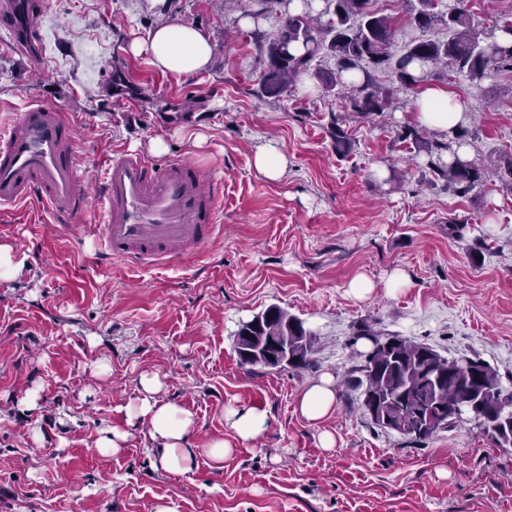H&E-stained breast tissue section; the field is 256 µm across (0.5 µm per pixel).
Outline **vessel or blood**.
<instances>
[{
  "mask_svg": "<svg viewBox=\"0 0 512 512\" xmlns=\"http://www.w3.org/2000/svg\"><path fill=\"white\" fill-rule=\"evenodd\" d=\"M73 129L51 104L30 102L0 129V209L26 202L71 226L92 206L105 222L99 259L164 266L203 250L219 230L222 191L196 163L154 166L136 152L107 161L92 186L80 188L68 144Z\"/></svg>",
  "mask_w": 512,
  "mask_h": 512,
  "instance_id": "vessel-or-blood-1",
  "label": "vessel or blood"
}]
</instances>
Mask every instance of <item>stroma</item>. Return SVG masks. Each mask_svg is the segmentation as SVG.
I'll list each match as a JSON object with an SVG mask.
<instances>
[{
  "label": "stroma",
  "mask_w": 512,
  "mask_h": 512,
  "mask_svg": "<svg viewBox=\"0 0 512 512\" xmlns=\"http://www.w3.org/2000/svg\"><path fill=\"white\" fill-rule=\"evenodd\" d=\"M240 16L213 0H46L36 40L15 48L0 28V123L44 101L73 127L83 180L134 151L164 166L194 161L224 186L221 233L167 266L95 262L105 221L97 206L73 229L29 205L0 214V244L41 249L0 280V512H512V447H497L469 418L423 443L382 431L348 382L353 335L371 325L446 356L479 357L512 387V178L492 170L469 194L449 192L398 138L414 123L415 90L384 73L394 94L381 117L348 112L307 77L263 105L261 36ZM172 20L208 34L207 73L164 74L127 52L132 35ZM439 82L468 106V158L511 160L512 74L478 87L452 72ZM336 120L351 142L343 155L330 136ZM185 125L201 128L202 147L181 138ZM159 136L165 147L152 151ZM271 141L288 159L278 181L251 163ZM391 170L398 181H386ZM454 220L467 223L464 239L451 235ZM396 269L409 284L390 292ZM360 273L375 285L362 300L349 288ZM272 305L314 333L309 366L241 364L240 323ZM145 373L195 416L200 454L189 471L155 468L142 425L116 454L97 446L101 430L127 428ZM324 373L335 378L336 409L316 427L296 400ZM239 406L267 411L270 427L214 468L204 450L233 442L224 411ZM323 429L334 450L321 448Z\"/></svg>",
  "instance_id": "stroma-1"
}]
</instances>
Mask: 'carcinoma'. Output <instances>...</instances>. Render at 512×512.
Here are the masks:
<instances>
[{"label":"carcinoma","mask_w":512,"mask_h":512,"mask_svg":"<svg viewBox=\"0 0 512 512\" xmlns=\"http://www.w3.org/2000/svg\"><path fill=\"white\" fill-rule=\"evenodd\" d=\"M245 12L254 24L271 20L276 32L260 47L259 97L266 103L276 102L288 94L290 86L302 75L317 80L328 95L346 101V108L364 116H381L388 112L393 93L382 87L375 73L388 72L404 88H412L448 70L479 86L493 72H512V25L500 28L509 34L498 38L496 31L485 37L475 28L473 16L464 0H453L446 11H439L437 0H415L409 21L425 30L436 23L448 28V40L419 39L397 45V28L391 17L372 7L373 0H324L321 13H288L291 0H245ZM336 59V70L327 71L314 62L321 54ZM467 131L458 129L454 140L444 142L424 134V130L406 127L398 137L410 141L417 154L426 157L434 177L448 190L465 195L480 185L487 173L483 163L458 154ZM254 327L237 329L240 347L256 350L267 336H278L288 345L294 368L310 363L315 334L299 318L272 305ZM365 325L354 340L367 339L371 347L357 353L359 364L352 372L362 394L372 392L381 400L386 417L395 423L394 431L418 442L434 437L440 428L425 425L434 415L456 422L472 398L475 383L456 371L455 357L442 355L433 347L403 338L398 334L385 337ZM481 380L479 405L471 417L501 447L497 434L503 401L512 403V391L506 390L498 372L475 357Z\"/></svg>","instance_id":"carcinoma-1"}]
</instances>
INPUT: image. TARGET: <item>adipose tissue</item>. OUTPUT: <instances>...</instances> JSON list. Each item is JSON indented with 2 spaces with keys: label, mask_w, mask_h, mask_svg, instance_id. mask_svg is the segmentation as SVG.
<instances>
[{
  "label": "adipose tissue",
  "mask_w": 512,
  "mask_h": 512,
  "mask_svg": "<svg viewBox=\"0 0 512 512\" xmlns=\"http://www.w3.org/2000/svg\"><path fill=\"white\" fill-rule=\"evenodd\" d=\"M127 50L134 56H148L159 72L180 77L207 72L212 59L208 35L197 27L176 21L160 24L146 36L131 39ZM414 117L422 126L436 129L450 140L458 127L468 121L469 112L466 103L446 87L429 83L415 98ZM162 389L159 375L142 376L139 395L134 405L128 407L127 416L129 421L146 426L158 450L160 469L187 471L195 459V450L190 445L195 419L188 410L163 399ZM335 407V382L327 374L309 383L297 398L300 415L312 425L328 418ZM224 422L235 440L248 443L267 431L269 416L255 407L229 408L224 412Z\"/></svg>",
  "instance_id": "adipose-tissue-1"
}]
</instances>
